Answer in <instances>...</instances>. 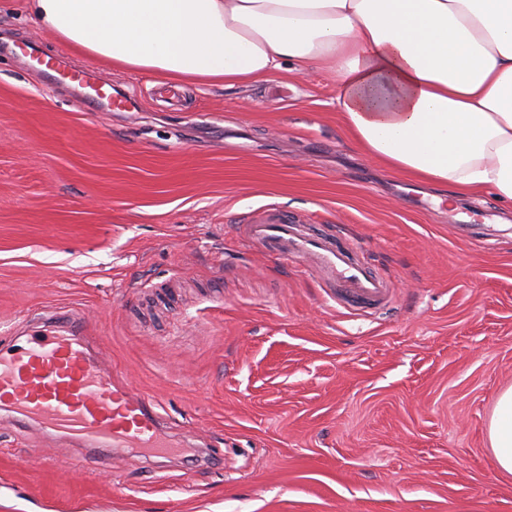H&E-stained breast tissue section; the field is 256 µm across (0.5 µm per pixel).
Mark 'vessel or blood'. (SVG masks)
<instances>
[{
    "label": "vessel or blood",
    "instance_id": "b4317fda",
    "mask_svg": "<svg viewBox=\"0 0 512 512\" xmlns=\"http://www.w3.org/2000/svg\"><path fill=\"white\" fill-rule=\"evenodd\" d=\"M242 240L283 259L302 261L307 271L337 284L331 299L348 311L376 309L391 296L386 279L343 234L316 232L281 215L251 218ZM0 409L16 410L19 427L33 423L74 440L89 459L129 448L146 449L156 460L173 453L149 400L113 383L74 320L57 335L14 336L0 346Z\"/></svg>",
    "mask_w": 512,
    "mask_h": 512
}]
</instances>
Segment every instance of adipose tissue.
<instances>
[{
  "mask_svg": "<svg viewBox=\"0 0 512 512\" xmlns=\"http://www.w3.org/2000/svg\"><path fill=\"white\" fill-rule=\"evenodd\" d=\"M60 46L160 81L324 71L362 154L512 205V0H25ZM489 440L512 475V387Z\"/></svg>",
  "mask_w": 512,
  "mask_h": 512,
  "instance_id": "obj_1",
  "label": "adipose tissue"
}]
</instances>
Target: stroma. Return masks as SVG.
Here are the masks:
<instances>
[{"mask_svg":"<svg viewBox=\"0 0 512 512\" xmlns=\"http://www.w3.org/2000/svg\"><path fill=\"white\" fill-rule=\"evenodd\" d=\"M90 71L74 90L15 53ZM135 105L94 103L96 88ZM315 73L178 93L64 50L0 0V334L45 309L195 458L81 450L0 411V512H512L488 422L512 386V206L385 170ZM286 212L388 277L363 316L251 250Z\"/></svg>","mask_w":512,"mask_h":512,"instance_id":"1","label":"stroma"}]
</instances>
